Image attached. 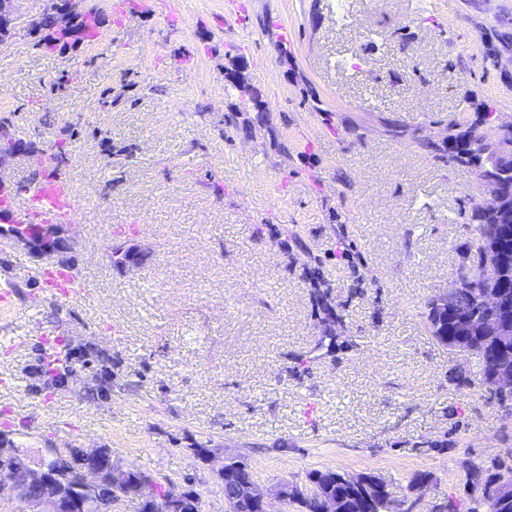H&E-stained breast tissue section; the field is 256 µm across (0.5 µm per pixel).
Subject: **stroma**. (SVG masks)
<instances>
[{
  "instance_id": "obj_1",
  "label": "stroma",
  "mask_w": 512,
  "mask_h": 512,
  "mask_svg": "<svg viewBox=\"0 0 512 512\" xmlns=\"http://www.w3.org/2000/svg\"><path fill=\"white\" fill-rule=\"evenodd\" d=\"M146 2L120 23L78 0L103 22L66 50L0 46V114L36 154L65 151L92 202L70 231L82 298L42 293L45 259L0 242V431L34 457L108 448L191 479L202 512L225 504L200 444L267 488L332 469L466 500L471 466L512 459V423L423 312L484 194L441 161L448 129L512 115V0H242L240 20L226 0ZM237 57L264 110L227 87ZM118 231L135 266L109 259ZM45 334L105 349L111 397L82 379L46 395Z\"/></svg>"
}]
</instances>
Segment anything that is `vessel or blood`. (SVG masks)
Wrapping results in <instances>:
<instances>
[{
  "label": "vessel or blood",
  "mask_w": 512,
  "mask_h": 512,
  "mask_svg": "<svg viewBox=\"0 0 512 512\" xmlns=\"http://www.w3.org/2000/svg\"><path fill=\"white\" fill-rule=\"evenodd\" d=\"M39 178L16 191L12 182L0 180V207L9 209L15 227L27 228L30 223L71 224L78 218L81 200L71 178L54 169L49 160L39 163ZM40 278L46 292L63 301L78 296L85 280L72 268H45Z\"/></svg>",
  "instance_id": "vessel-or-blood-1"
}]
</instances>
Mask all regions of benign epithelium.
I'll return each instance as SVG.
<instances>
[{
	"instance_id": "benign-epithelium-1",
	"label": "benign epithelium",
	"mask_w": 512,
	"mask_h": 512,
	"mask_svg": "<svg viewBox=\"0 0 512 512\" xmlns=\"http://www.w3.org/2000/svg\"><path fill=\"white\" fill-rule=\"evenodd\" d=\"M17 0H0V39L4 40L25 30L30 36L39 35L43 21L27 22L17 13ZM53 26L60 32L67 31L78 11L75 0H55L52 9ZM495 138L499 147L512 150V121H500L496 125ZM478 206L492 212L500 224L512 227V203L506 202L495 189L485 191ZM69 224H46L26 233L20 231L14 240L23 244L38 255L53 259L61 267L71 266L70 251L66 232ZM468 277L461 274L449 282L432 297V305L438 315L448 312V299L457 296L465 288ZM485 306L491 312L484 316L479 330L486 336L501 340L512 339V319L499 316L496 309L500 297L492 292L483 296ZM490 387L498 392L512 391V370L497 368L491 373ZM156 481L145 476L143 482H134L130 470L116 466L112 459V450L96 448L89 451L74 448L55 449L49 461H33L11 447L5 436L0 435V502L15 497L22 499L29 507L27 512H84L82 495L85 493L109 491L105 508H111L120 501H140L146 505V512L161 507L165 512H182L188 508L197 512L200 507L193 485L190 481L178 484L171 479L163 480L164 497L162 504L156 505L147 495L149 484ZM250 505L255 512H270V493L253 477L247 480ZM275 495L282 500L300 501L305 512H339L338 502L319 492L315 482L310 481L304 487L284 483L278 486Z\"/></svg>"
}]
</instances>
